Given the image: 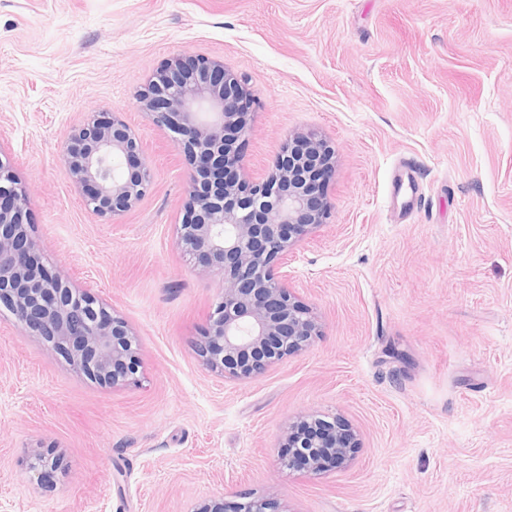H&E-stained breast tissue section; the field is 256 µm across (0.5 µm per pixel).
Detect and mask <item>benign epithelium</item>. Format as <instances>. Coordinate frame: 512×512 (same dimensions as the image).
<instances>
[{"mask_svg":"<svg viewBox=\"0 0 512 512\" xmlns=\"http://www.w3.org/2000/svg\"><path fill=\"white\" fill-rule=\"evenodd\" d=\"M139 102L173 133L192 167L178 242L204 278L224 286L197 344L224 377L249 380L307 347L319 327L284 275L288 255L331 216L326 186L334 150L313 134L288 136L260 181L251 179L243 147L250 95L224 62L179 54L162 63ZM62 162L86 205L116 217L148 192L153 171L131 127L112 112H94L74 129ZM30 193L0 161V304L17 324L66 355L104 385L135 384L140 348L127 322L102 315L91 294L72 296L40 257L27 222ZM290 469L318 475L349 464L359 449L343 420L300 416L282 438ZM231 512H277L253 499Z\"/></svg>","mask_w":512,"mask_h":512,"instance_id":"1","label":"benign epithelium"}]
</instances>
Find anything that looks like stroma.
<instances>
[{
    "label": "stroma",
    "mask_w": 512,
    "mask_h": 512,
    "mask_svg": "<svg viewBox=\"0 0 512 512\" xmlns=\"http://www.w3.org/2000/svg\"><path fill=\"white\" fill-rule=\"evenodd\" d=\"M179 53L257 99L253 175L293 133L335 150L331 221L286 269L321 334L254 380L197 352L221 281L178 245L190 165L137 100ZM93 112L154 172L113 220L61 157ZM0 159L55 272L142 359L138 384L101 385L0 306V512H512V0H0ZM307 413L357 430L349 466H281ZM224 507L223 501L214 500L196 512H278L273 506L272 499H253L244 503H236L233 510H226Z\"/></svg>",
    "instance_id": "1"
}]
</instances>
